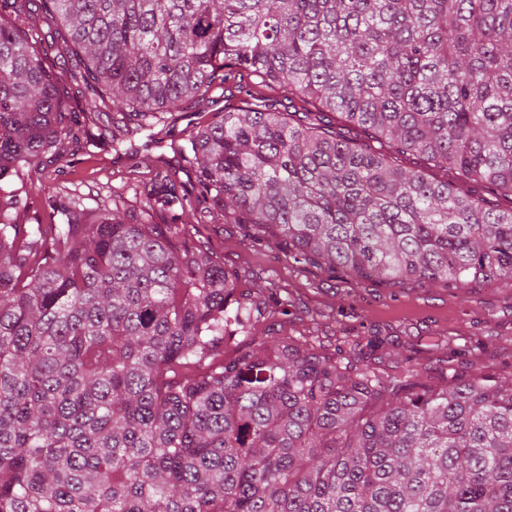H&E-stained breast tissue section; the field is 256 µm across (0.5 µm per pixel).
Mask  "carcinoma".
Listing matches in <instances>:
<instances>
[{
	"mask_svg": "<svg viewBox=\"0 0 512 512\" xmlns=\"http://www.w3.org/2000/svg\"><path fill=\"white\" fill-rule=\"evenodd\" d=\"M30 2L0 0V512H512V379L382 377L293 336L203 366L251 327L236 276L116 208L20 224L12 181L67 152L45 24L89 113L155 127L227 65L278 88L287 111L229 104L187 141L224 220L294 262L511 288L512 208L473 186L512 196V0ZM161 180L147 209L183 207Z\"/></svg>",
	"mask_w": 512,
	"mask_h": 512,
	"instance_id": "cac0c4a2",
	"label": "carcinoma"
}]
</instances>
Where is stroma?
I'll return each mask as SVG.
<instances>
[{"mask_svg": "<svg viewBox=\"0 0 512 512\" xmlns=\"http://www.w3.org/2000/svg\"><path fill=\"white\" fill-rule=\"evenodd\" d=\"M49 70L60 73L61 99L80 122L81 146L67 155L57 178L21 175L15 187L24 204L23 224L48 223L47 202L52 196H77L87 209L103 201L119 200L129 221L177 224L176 212L143 211L141 191L154 183L160 170L175 168L183 193L199 195L194 167L179 150L196 124L215 120L226 104L240 103L257 90V77L214 83L203 100L170 120L161 143H152L148 130L128 117L120 130L123 142L112 149V116L103 114L96 125L83 121L85 86L76 57L43 42ZM175 247L189 246L239 276L237 291L254 292L272 284L278 299L261 306L255 324L257 339L268 334L305 336L310 344L331 354L350 357L360 367L382 376L402 374L409 364L430 369L433 375L455 372L462 378L476 370L512 375V288L488 283L459 298L444 283L423 286L412 280H376L352 288L347 277L331 273L320 259L298 264L284 247L252 241L240 224H228L223 213L206 223L186 227L172 239Z\"/></svg>", "mask_w": 512, "mask_h": 512, "instance_id": "1", "label": "stroma"}]
</instances>
